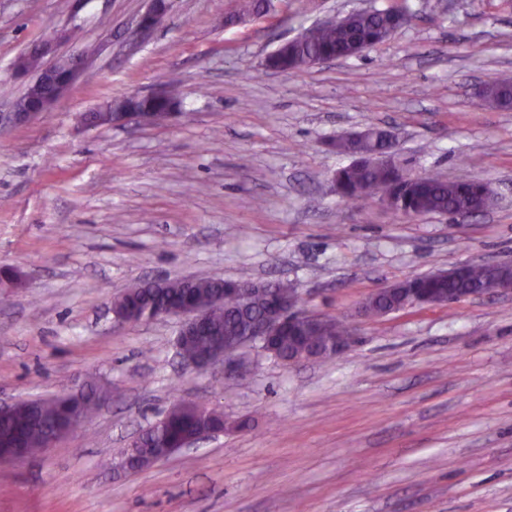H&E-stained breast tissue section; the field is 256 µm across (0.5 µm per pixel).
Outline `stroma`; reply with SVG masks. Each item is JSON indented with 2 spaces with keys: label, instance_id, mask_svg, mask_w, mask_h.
Segmentation results:
<instances>
[{
  "label": "stroma",
  "instance_id": "1",
  "mask_svg": "<svg viewBox=\"0 0 512 512\" xmlns=\"http://www.w3.org/2000/svg\"><path fill=\"white\" fill-rule=\"evenodd\" d=\"M0 0V113L32 80L15 62L60 34L92 55L30 123L0 128V401L100 396L44 454L0 464V512H512V294L361 319L395 282L512 262V109L476 86L512 74V0ZM412 20L363 56L299 71L264 63L286 39L369 8ZM177 116L86 125L169 84ZM378 125L404 172L473 176L489 208L406 218L341 196L333 143ZM166 278L295 285L302 310L357 340L327 362L243 350L250 374L185 365L179 319L116 326L112 301ZM224 430L137 471L135 437L175 405Z\"/></svg>",
  "mask_w": 512,
  "mask_h": 512
}]
</instances>
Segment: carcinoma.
Instances as JSON below:
<instances>
[{"label":"carcinoma","instance_id":"obj_1","mask_svg":"<svg viewBox=\"0 0 512 512\" xmlns=\"http://www.w3.org/2000/svg\"><path fill=\"white\" fill-rule=\"evenodd\" d=\"M273 9L272 0H241L237 14L240 16H268ZM387 13L381 9L376 13L359 14L351 26L335 28H312L302 34L300 41L289 53L273 63L280 70H302L312 66L314 59H346L352 43L372 46L383 40ZM479 96L487 102L508 109L512 107V77L503 76L484 84ZM177 103L176 96L167 100L148 98L130 101L136 112H158ZM385 148L380 141L370 139L358 147L360 159L342 168L336 181L341 194L351 200L376 195L391 197L417 215L448 214L455 209L473 204L477 199L489 195L487 186L475 178L445 180L437 175H426L415 181L398 173V168L373 161L372 155ZM501 275V270L482 264L468 263L462 274L452 280H435L427 275L414 277L420 288H435L454 295L474 292L492 279ZM222 279H165L155 285H138L128 289L113 301L120 308L154 307L168 304L175 307L185 298L191 297L208 311V332L184 340L183 350L189 356L202 355L209 345V336L224 334L236 336L261 317L268 304L265 288H254L244 303L231 298L224 300ZM59 418L54 403L42 401L19 408L7 418L0 420V438L21 442L28 453L35 454L44 449L45 435L54 428ZM198 427L195 419L187 414L171 415L163 424L152 425L142 433V440L153 446L157 443L177 448Z\"/></svg>","mask_w":512,"mask_h":512}]
</instances>
